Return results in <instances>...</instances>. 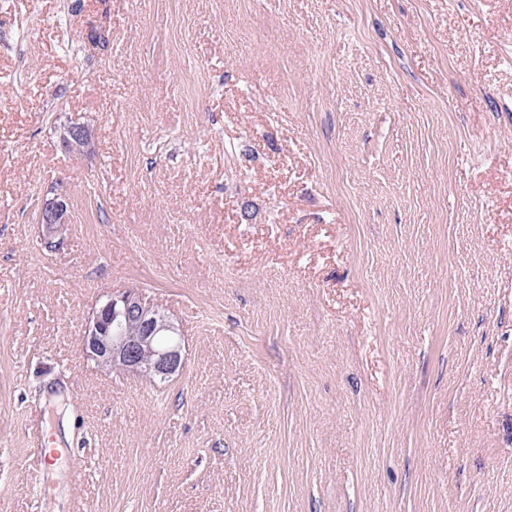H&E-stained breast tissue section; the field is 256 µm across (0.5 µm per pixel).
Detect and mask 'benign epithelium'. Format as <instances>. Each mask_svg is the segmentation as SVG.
Wrapping results in <instances>:
<instances>
[{
  "instance_id": "7a95c632",
  "label": "benign epithelium",
  "mask_w": 512,
  "mask_h": 512,
  "mask_svg": "<svg viewBox=\"0 0 512 512\" xmlns=\"http://www.w3.org/2000/svg\"><path fill=\"white\" fill-rule=\"evenodd\" d=\"M82 143L89 150L93 144L91 129L81 124L67 128L63 137L64 146L71 148ZM69 202L65 195L55 193L47 198L41 207L40 224L43 226L42 245L48 251L63 247L64 237L60 234L67 223ZM135 319L142 328L140 336H124L121 326ZM166 335L173 343L156 351L155 358L148 364L141 358V350L155 343L158 336ZM83 350L87 356L110 369L114 366L139 375L148 374L164 381L179 372L184 365L181 347V331L159 310L147 303L136 288H124L112 293L89 314L83 336Z\"/></svg>"
}]
</instances>
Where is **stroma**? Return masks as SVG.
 I'll use <instances>...</instances> for the list:
<instances>
[{
	"label": "stroma",
	"instance_id": "obj_1",
	"mask_svg": "<svg viewBox=\"0 0 512 512\" xmlns=\"http://www.w3.org/2000/svg\"><path fill=\"white\" fill-rule=\"evenodd\" d=\"M0 512H512V0H0ZM69 202L62 193H53L46 198L40 212V224L43 226L42 245L48 251H56L63 247L64 237L59 232L67 223ZM130 319H136L141 327L135 321L126 322ZM158 335H168L165 337L173 343L157 350L155 358L145 365L141 350L162 337ZM181 335L180 329L147 303L138 289L124 288L109 295L89 314L81 343L87 356L103 367L112 370V365L120 366L115 371L123 372L125 368L165 381L183 368Z\"/></svg>",
	"mask_w": 512,
	"mask_h": 512
}]
</instances>
